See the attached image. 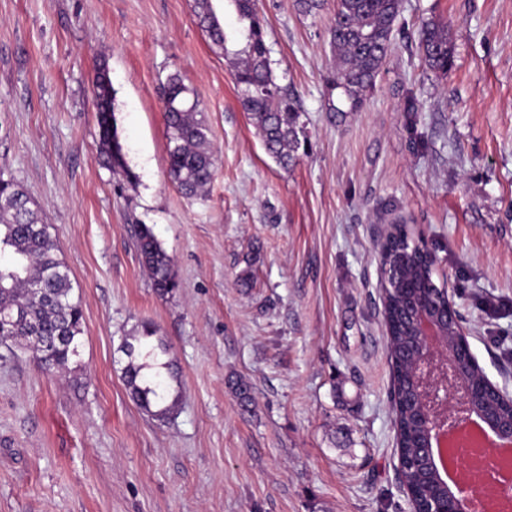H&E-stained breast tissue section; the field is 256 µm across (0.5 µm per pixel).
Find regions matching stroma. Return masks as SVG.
Returning <instances> with one entry per match:
<instances>
[{
    "label": "stroma",
    "mask_w": 512,
    "mask_h": 512,
    "mask_svg": "<svg viewBox=\"0 0 512 512\" xmlns=\"http://www.w3.org/2000/svg\"><path fill=\"white\" fill-rule=\"evenodd\" d=\"M194 0H0V168L32 195L68 266L83 334L43 370L0 340V512H407L397 477L378 244L406 225L491 382L512 391V0H402L361 105L330 27L258 0L275 72L297 97L284 168L238 101ZM447 23V74L417 52ZM106 64L124 164L100 152L92 83ZM195 88L216 164L184 195L159 89ZM418 109H406L408 98ZM147 225L178 286L156 292ZM158 354L168 417L131 397L126 339ZM251 387L242 403L237 381Z\"/></svg>",
    "instance_id": "obj_1"
}]
</instances>
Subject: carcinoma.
<instances>
[{
	"label": "carcinoma",
	"instance_id": "carcinoma-1",
	"mask_svg": "<svg viewBox=\"0 0 512 512\" xmlns=\"http://www.w3.org/2000/svg\"><path fill=\"white\" fill-rule=\"evenodd\" d=\"M226 2L237 15L239 26L236 29L224 28L213 0H195L194 20L212 46L226 56L232 55L240 105L259 130L267 154L286 167L296 160L300 148L298 102L279 83L272 67L257 0ZM400 9L401 0H337L330 28L331 47L336 57L334 88L342 90L350 103H359L378 76L393 43ZM418 51L429 69L448 73L453 58L448 26L436 20L426 23L421 29ZM93 97L101 151L112 166L120 167L123 155L114 115L112 82L110 76L100 70L94 77ZM162 103L171 179L184 193L196 194L210 182L214 166L208 130L198 118L197 93L175 73L162 87ZM135 241L155 290L161 294L171 292L177 287L171 258L152 230L145 224L139 225ZM57 252V242L31 196L11 175L0 170V311L15 312L13 322L0 328V336H35L52 346L53 354L44 363L47 369L67 366L77 354L78 338L82 334L80 304L73 298L69 270ZM399 254L416 262L421 274L415 287L387 291V310L392 324L390 364L397 372L399 405L394 426L404 458L402 479L419 500L426 501L435 498L437 489L445 483L432 477L429 466L423 462V449L417 447L419 424L412 412L409 373L415 344L406 330L404 306L413 296L441 300L444 292L433 280V269L418 258L403 227L395 224L388 234L381 264L392 262ZM34 282L42 284V293H30L29 287ZM139 342L138 338L133 343L125 342L126 353L131 358L125 368L126 382L144 410L163 417L175 403L162 405L165 395L161 382L146 378L142 374L145 364L135 363L136 357L155 356L152 348L142 351ZM476 407L501 419H512V404L490 388L478 396Z\"/></svg>",
	"mask_w": 512,
	"mask_h": 512
}]
</instances>
